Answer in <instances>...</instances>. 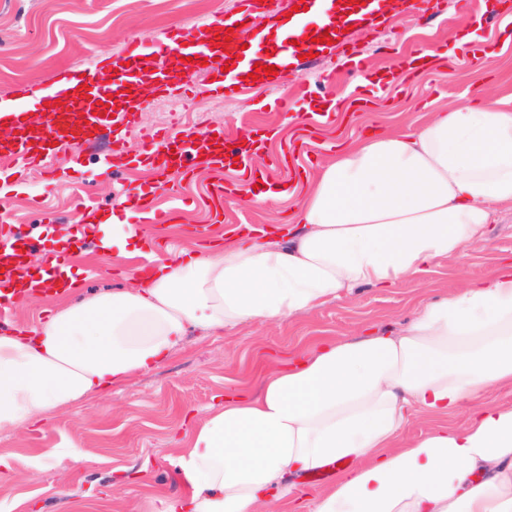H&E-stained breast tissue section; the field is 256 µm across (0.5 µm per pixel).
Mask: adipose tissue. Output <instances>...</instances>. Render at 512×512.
Instances as JSON below:
<instances>
[{
    "mask_svg": "<svg viewBox=\"0 0 512 512\" xmlns=\"http://www.w3.org/2000/svg\"><path fill=\"white\" fill-rule=\"evenodd\" d=\"M287 223L228 228L223 247L156 259L131 285L61 303L0 333V433L149 371L189 331L221 335L304 315L367 285L390 288L484 243L512 207V103L468 99L415 129L373 130L320 165ZM512 386V261L423 303L377 336L324 341L226 399L180 439L190 491L156 512H512V406L469 409ZM465 412L458 424L450 415ZM423 438L395 441L415 414ZM353 461L309 494L303 477Z\"/></svg>",
    "mask_w": 512,
    "mask_h": 512,
    "instance_id": "1",
    "label": "adipose tissue"
}]
</instances>
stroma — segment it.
<instances>
[{
  "instance_id": "stroma-1",
  "label": "stroma",
  "mask_w": 512,
  "mask_h": 512,
  "mask_svg": "<svg viewBox=\"0 0 512 512\" xmlns=\"http://www.w3.org/2000/svg\"><path fill=\"white\" fill-rule=\"evenodd\" d=\"M489 0H474L461 10L457 0H427L421 15L402 13L398 29L374 26L370 35L354 33L357 52L343 57L329 52L316 56L303 76L312 94L298 100L288 85H254L251 97H232L217 104L208 85V72L196 74L197 87L183 99L180 112H171L157 93L136 88L140 110L130 128L103 131L85 147L80 165L65 155L52 157L56 171L46 184L40 169L17 175L13 155L0 151V196L8 203L11 228L28 243L30 252L51 246V230L70 229L83 215L77 204L81 194L91 195L95 215L102 224L113 222L117 203L128 185H149L152 175L141 169L140 135L145 130L183 127L199 132L220 129L239 138L257 136L265 141L254 159L265 168L267 179L282 182L286 174L272 165L296 130L289 115L309 121L319 104L336 102L344 116L340 127L316 129L308 153L299 155L301 176L336 155L367 127L404 130L416 126L421 115L415 102L445 108L468 97L488 101L512 99V42L503 43L500 26L492 25L496 13ZM234 0H0V100L22 98L34 86L58 80L61 70L73 71L96 60L111 64L125 43L143 42L179 27L191 31L232 11ZM482 16L481 40L497 44L496 55L485 65V83H477L469 63L455 65L452 74L434 70L428 83L388 84L382 99L358 107V88L352 72L371 64L372 74L387 72L400 56L421 44L445 45L466 32V21ZM123 143L129 163L109 177L99 176L110 140ZM239 181L235 168L217 171L195 167L191 180L168 185L159 192L158 209L177 211L176 223L156 229L131 215L127 221L144 233L162 231L165 240L178 246L193 245L187 229L197 224H264L275 226L288 219L289 203L263 202L245 206L237 200L224 203L215 216L201 191L217 180ZM512 257V210L496 212L484 243L470 248L466 257L442 260L421 279H407L391 288L360 287L349 297L332 301L306 315L272 324L255 321L221 336L193 331L165 362L113 387L107 396L89 397L52 415L40 428L19 434H0V458L7 460L14 478L0 480V512H153L156 496L178 486L177 440L193 424L203 421L225 397L241 391L257 393L271 370L295 362L301 351L327 340L342 339L358 330L398 329L409 323L425 301L487 274L501 258ZM74 266L81 270L80 287L98 292L125 286L129 263L100 253L96 240L78 241ZM76 445L81 460L45 458L50 448ZM70 475L68 496H60L59 481Z\"/></svg>"
}]
</instances>
